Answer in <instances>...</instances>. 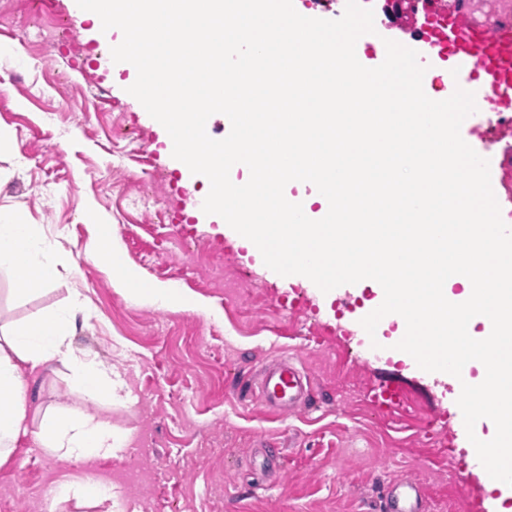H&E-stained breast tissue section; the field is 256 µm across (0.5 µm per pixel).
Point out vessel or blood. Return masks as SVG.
<instances>
[{
    "label": "vessel or blood",
    "mask_w": 512,
    "mask_h": 512,
    "mask_svg": "<svg viewBox=\"0 0 512 512\" xmlns=\"http://www.w3.org/2000/svg\"><path fill=\"white\" fill-rule=\"evenodd\" d=\"M421 65L447 69L449 89L475 94L479 117L462 127L461 136L483 158L491 153L486 140L489 117L512 127V20H480L469 5H449L436 29L410 40ZM261 403L275 413H292L308 401L310 386L290 361L262 370L257 379ZM426 490L412 479L388 483L377 499V512H425Z\"/></svg>",
    "instance_id": "vessel-or-blood-1"
}]
</instances>
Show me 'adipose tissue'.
I'll return each instance as SVG.
<instances>
[{"instance_id": "obj_1", "label": "adipose tissue", "mask_w": 512, "mask_h": 512, "mask_svg": "<svg viewBox=\"0 0 512 512\" xmlns=\"http://www.w3.org/2000/svg\"><path fill=\"white\" fill-rule=\"evenodd\" d=\"M88 260L109 270L115 287L163 307H184L186 297L174 286H144L127 265L107 227L86 251ZM7 265L19 295L40 293L56 281L60 267L76 268L73 257L61 253L56 241L41 234L38 225L11 207H0V265ZM86 299L70 289L68 304L58 312L28 324L0 329V464L8 462L21 441L74 461L110 457L125 446V435L111 421L82 410L61 414L45 411L37 430L28 428V380L47 364L64 363L72 379L89 394L111 390L112 372L93 357L77 352L73 336L78 314L87 312Z\"/></svg>"}]
</instances>
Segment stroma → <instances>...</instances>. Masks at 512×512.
Segmentation results:
<instances>
[{"instance_id": "obj_1", "label": "stroma", "mask_w": 512, "mask_h": 512, "mask_svg": "<svg viewBox=\"0 0 512 512\" xmlns=\"http://www.w3.org/2000/svg\"><path fill=\"white\" fill-rule=\"evenodd\" d=\"M71 4L0 0V46L10 50L0 58V206L24 211L80 268L31 297L0 269V324L55 312L80 289L93 315L79 321L75 344L119 387L88 394L51 363L29 380V427L47 407L87 409L132 442L82 462L21 444L0 465V512H101L52 499L60 485L87 480L111 486L112 512H373L378 492L399 478L425 486L428 512H496L498 494L474 466L457 379L396 350V323L381 322L375 339L361 335L370 287L325 293L279 275L221 218L198 210L187 181L174 177L163 127L127 93L128 72L113 73ZM127 133L143 153L125 154ZM91 209L144 285H174L208 315L114 287L85 258L97 232ZM299 291L306 309L289 310ZM310 319L326 331L320 342L303 333ZM282 355L304 369L313 397L279 415L246 385ZM386 383L404 397L381 410L370 396ZM264 437L281 443L280 458L261 452Z\"/></svg>"}]
</instances>
